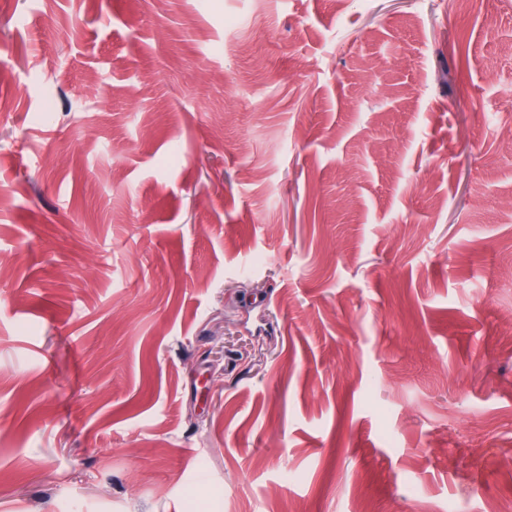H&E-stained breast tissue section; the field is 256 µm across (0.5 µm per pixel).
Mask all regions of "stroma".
<instances>
[{"mask_svg": "<svg viewBox=\"0 0 512 512\" xmlns=\"http://www.w3.org/2000/svg\"><path fill=\"white\" fill-rule=\"evenodd\" d=\"M450 8L0 0V512H512V0Z\"/></svg>", "mask_w": 512, "mask_h": 512, "instance_id": "35a3bbf8", "label": "stroma"}]
</instances>
